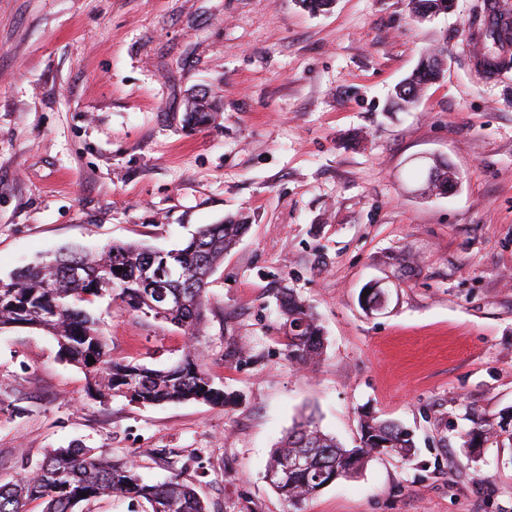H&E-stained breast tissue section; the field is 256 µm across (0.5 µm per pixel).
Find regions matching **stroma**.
<instances>
[{"mask_svg": "<svg viewBox=\"0 0 512 512\" xmlns=\"http://www.w3.org/2000/svg\"><path fill=\"white\" fill-rule=\"evenodd\" d=\"M409 0H0V277L63 248H183L250 227L209 279L198 348L230 401L142 405L98 394L50 334L0 332V480L54 448L178 476L208 512H288L273 449L314 412L354 447L372 414L411 432L304 512H512V440L466 447L472 414L512 412V64L475 51L489 0L427 21ZM432 48L443 78L413 108L394 87ZM219 99L184 122L189 93ZM451 193H418L424 158ZM386 285L381 309L362 293ZM315 308L320 362L289 361L281 287ZM115 358L177 362L183 331L104 297L88 304Z\"/></svg>", "mask_w": 512, "mask_h": 512, "instance_id": "1", "label": "stroma"}]
</instances>
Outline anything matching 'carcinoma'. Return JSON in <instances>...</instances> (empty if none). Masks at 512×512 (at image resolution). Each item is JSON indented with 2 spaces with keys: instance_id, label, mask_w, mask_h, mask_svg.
<instances>
[{
  "instance_id": "carcinoma-1",
  "label": "carcinoma",
  "mask_w": 512,
  "mask_h": 512,
  "mask_svg": "<svg viewBox=\"0 0 512 512\" xmlns=\"http://www.w3.org/2000/svg\"><path fill=\"white\" fill-rule=\"evenodd\" d=\"M409 3L418 18L445 13L451 7V0H409ZM442 61V51H428L417 69L395 91L392 107H411L425 86L439 78ZM215 110L214 101L204 94L198 100L190 99L187 121L204 123ZM419 177L423 179V190L435 195L448 192L455 183V172L447 165L434 164L421 171ZM247 229L246 218L240 216L201 228L180 249L160 251L135 243H112L94 254L61 253L63 263L58 265L38 263L24 267L7 278H0V331L27 327L50 333L57 341L59 354L84 369L94 386L113 399L124 398L144 405L201 400L223 407L224 389L213 385L195 346L209 311L207 282L201 275L213 272L224 259V253ZM163 263L174 266L179 274L169 289L178 300L158 311L150 305L153 296L148 292L147 281ZM72 264L79 266V275L70 273ZM46 280L59 285L50 297L41 288ZM106 294L135 311L151 313L190 336L192 343L182 359L165 369H151L112 358L95 318L78 306L80 302L91 303ZM280 309L288 360L303 366L317 363L324 342L313 308L286 288L281 295ZM90 357L95 360L92 365L88 362ZM472 424L470 434L480 435L487 441L496 437L493 422L474 416ZM378 448L406 460L411 456L412 437L392 420L368 416L361 423L359 445L348 449L308 420L295 425L275 449L266 477L288 503L289 512H302L303 503L322 490L333 476H344L350 468L360 469ZM301 453L321 456L322 468L283 473L282 459ZM102 496L143 498L161 507L172 504L174 512H207L195 490L178 476L163 483L146 484L133 462L107 459L95 452L90 454L86 448L53 449L29 474L1 481L0 512H27V504L35 500L45 504L43 512H74L80 503Z\"/></svg>"
}]
</instances>
